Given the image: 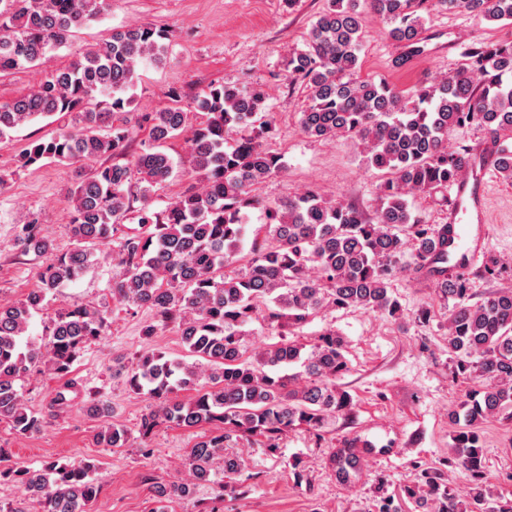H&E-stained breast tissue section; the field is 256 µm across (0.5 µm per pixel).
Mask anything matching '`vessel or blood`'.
I'll list each match as a JSON object with an SVG mask.
<instances>
[{"label": "vessel or blood", "mask_w": 512, "mask_h": 512, "mask_svg": "<svg viewBox=\"0 0 512 512\" xmlns=\"http://www.w3.org/2000/svg\"><path fill=\"white\" fill-rule=\"evenodd\" d=\"M474 157L473 165L454 182L448 207V229L453 236V246L459 258L471 265L481 260L488 240L485 177L493 166V159L485 149H477Z\"/></svg>", "instance_id": "b4317fda"}]
</instances>
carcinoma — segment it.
Returning a JSON list of instances; mask_svg holds the SVG:
<instances>
[{
	"label": "carcinoma",
	"mask_w": 512,
	"mask_h": 512,
	"mask_svg": "<svg viewBox=\"0 0 512 512\" xmlns=\"http://www.w3.org/2000/svg\"><path fill=\"white\" fill-rule=\"evenodd\" d=\"M104 5L0 0V74L32 67L67 45ZM437 6L487 22L512 19V0H330L311 24L305 47L286 59L287 71L307 90L301 130L351 140L365 165L378 172L370 218L315 190L277 201L256 194L260 183L283 169L281 157L264 144L272 124L267 95L259 88L208 85L192 101L205 121L188 135L181 94L173 90L172 105L138 114L149 142L132 149L135 131L127 108L135 103L139 65L158 66L167 58L169 35L161 27L114 30L29 92L0 102L1 140L34 120L69 116L50 138L28 144L22 166L44 160L77 165L68 187L74 247L58 251L36 218L18 234L21 253L47 261L25 299L0 304V421L19 435L42 428L43 415L29 408L18 386L40 365L58 380L49 407L79 405L72 367L87 345L105 335L106 316L70 307L54 313L40 336L31 334V319L46 309L48 296L91 267L95 248L115 244L124 271L112 284V296L154 313L144 336L173 324L186 353L200 358L189 365L150 349L121 366L129 390H146L154 401L141 419L142 430L149 433L161 423L215 426L190 449L192 478L157 490L161 505L151 512H167L165 502L190 496L195 483L208 480L217 457L225 477L239 474L238 458L223 454L232 438L260 437L274 454L284 433L304 428L319 436L329 419L351 412L353 399L339 384L349 371L342 337L327 329L306 352L288 336L325 307L395 316L399 302L390 280L403 268L435 281L438 296L453 300L445 330L455 374L483 381L450 413L451 454L437 466L415 468L405 497L417 512H512V499L495 496L486 484L480 443L487 418L512 423V289L469 303L468 278L448 265V225L427 223L408 201L419 195L447 202L448 184L471 158L469 149L448 144V133L464 123L483 127L501 143L495 170L512 183V146L506 144L512 139V42L475 47L454 71L405 93L362 75L359 63L366 13L381 17L388 36L415 51L424 39V14ZM179 138L184 172L198 184L152 211L150 198L174 171L167 145ZM135 199L143 203L141 231L119 237ZM254 208L267 215V238L248 237ZM258 319L278 341L252 358L240 336L242 327ZM295 364L306 374L302 386L276 372ZM184 390L194 391L191 399H178ZM98 437L108 448L127 442L126 430L116 425ZM377 453L358 435L344 439L329 458L336 481L356 483L367 458ZM450 467L468 473L470 498L448 483ZM95 469L91 461L57 460L39 469L15 463L0 467V481L20 484L39 512H90L101 492Z\"/></svg>",
	"instance_id": "obj_1"
}]
</instances>
